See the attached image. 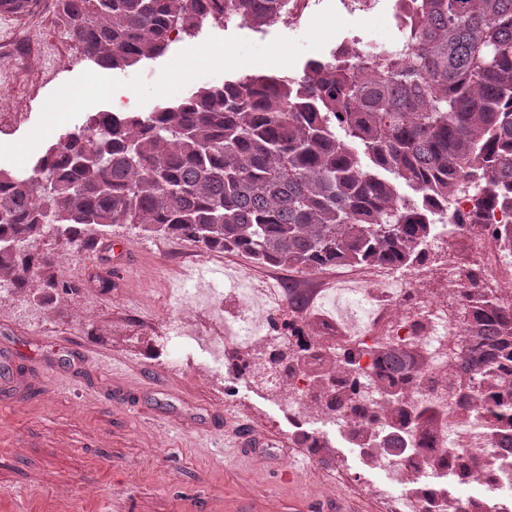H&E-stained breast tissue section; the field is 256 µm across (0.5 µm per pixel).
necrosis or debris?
<instances>
[{"label": "necrosis or debris", "mask_w": 512, "mask_h": 512, "mask_svg": "<svg viewBox=\"0 0 512 512\" xmlns=\"http://www.w3.org/2000/svg\"><path fill=\"white\" fill-rule=\"evenodd\" d=\"M510 223L512 214L497 208L487 209L482 211L478 223L455 232L456 237L470 242L477 253L479 283L505 296L512 295V252L504 250L486 227ZM336 277L343 280V287L314 289L310 302L333 305L340 312L353 313L358 329L335 320L328 323V330L338 346L358 349L391 334L403 342L421 344L431 352L434 366L445 367V355L459 334V325L449 316L445 304L429 303L425 313L410 315L405 322L396 324L391 313L404 306L405 296L412 290L411 281L400 277L398 267L376 263L362 271L340 268ZM225 294L216 288H183L182 301L203 311L207 323L202 327L182 322L166 326L170 340L197 354L199 363L218 371L224 368L228 349L250 353L259 344L272 343L270 318L282 304V295L277 289L245 288L237 283L229 294L235 298L239 311L235 320L228 322L224 319ZM305 389L306 383L301 379L289 385L283 395L282 412L296 428L299 447L316 453L324 437L321 431L305 427ZM420 442V455L426 458L428 466L446 465L452 450L477 451L494 470L493 482L474 477L465 488L448 494V508L453 510L462 502L477 501L485 512H512V453L492 447L482 417L465 413L458 400L448 399L441 416L432 424L429 434L421 436ZM380 468L385 473L383 491L389 512H421V501L413 488V474L418 471V464L405 459H386Z\"/></svg>", "instance_id": "1"}]
</instances>
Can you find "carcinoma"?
Segmentation results:
<instances>
[{
	"instance_id": "carcinoma-1",
	"label": "carcinoma",
	"mask_w": 512,
	"mask_h": 512,
	"mask_svg": "<svg viewBox=\"0 0 512 512\" xmlns=\"http://www.w3.org/2000/svg\"><path fill=\"white\" fill-rule=\"evenodd\" d=\"M67 36L85 60L124 70L161 56L172 35L204 22L265 25L288 0H56ZM391 47L310 59L302 75H242L203 86L150 112H97L59 135L26 173L0 170V279H43L39 303L68 289L44 274L53 259L28 245L53 231L82 247L114 224L186 239L204 250L249 255L298 270L426 261L464 183L476 214L512 212V0H394ZM344 136L337 137L336 129ZM461 332L448 369L429 373L416 343L382 336L342 351L316 339L297 343V297L287 318L271 317L273 349L233 365H267L303 376L307 404L340 416L349 440L374 461L413 456L404 438L441 414L448 395L476 401L491 439L512 436V302L479 288L454 292ZM379 405H354L360 359ZM469 375L461 387L458 373ZM433 398L416 405L414 388ZM486 467L453 456L443 475L460 482Z\"/></svg>"
}]
</instances>
